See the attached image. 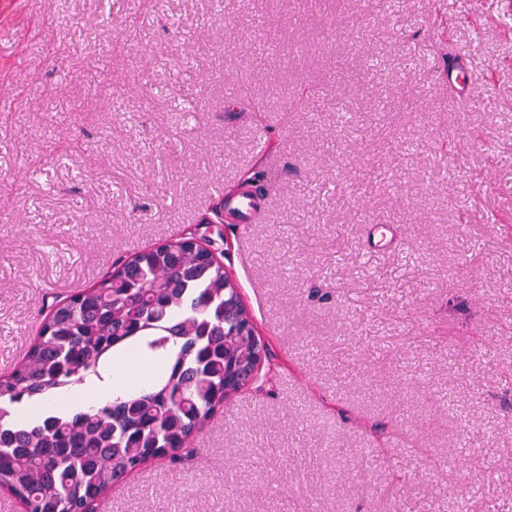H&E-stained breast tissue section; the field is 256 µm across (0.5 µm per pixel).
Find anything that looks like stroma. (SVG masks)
Segmentation results:
<instances>
[{"instance_id": "1", "label": "stroma", "mask_w": 512, "mask_h": 512, "mask_svg": "<svg viewBox=\"0 0 512 512\" xmlns=\"http://www.w3.org/2000/svg\"><path fill=\"white\" fill-rule=\"evenodd\" d=\"M389 1L0 0V376L190 229L272 365L108 512H512V0ZM260 203L261 200L256 191L244 186L226 200V207L237 214H246L255 210Z\"/></svg>"}]
</instances>
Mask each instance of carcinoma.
Instances as JSON below:
<instances>
[{"label":"carcinoma","instance_id":"obj_1","mask_svg":"<svg viewBox=\"0 0 512 512\" xmlns=\"http://www.w3.org/2000/svg\"><path fill=\"white\" fill-rule=\"evenodd\" d=\"M224 262L178 240L153 244L55 303L23 363L0 377V488L30 512L83 507L147 456L175 461L224 404V374L255 346L226 316ZM115 355L155 382L88 412H23Z\"/></svg>","mask_w":512,"mask_h":512}]
</instances>
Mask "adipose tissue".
Segmentation results:
<instances>
[{
  "label": "adipose tissue",
  "mask_w": 512,
  "mask_h": 512,
  "mask_svg": "<svg viewBox=\"0 0 512 512\" xmlns=\"http://www.w3.org/2000/svg\"><path fill=\"white\" fill-rule=\"evenodd\" d=\"M153 377V369L141 367L137 375H130L124 361H116L100 369L98 374L88 375L83 383L70 387L61 398L74 411H85L126 396L136 388L147 385Z\"/></svg>",
  "instance_id": "1"
}]
</instances>
